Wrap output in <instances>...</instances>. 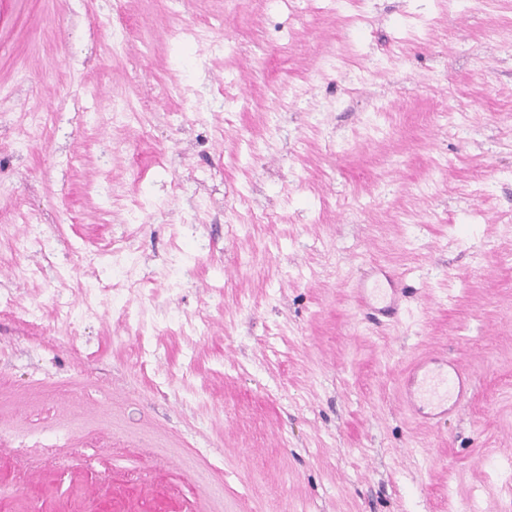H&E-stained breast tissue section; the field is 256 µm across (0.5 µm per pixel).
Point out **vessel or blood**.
<instances>
[{"label":"vessel or blood","instance_id":"1","mask_svg":"<svg viewBox=\"0 0 512 512\" xmlns=\"http://www.w3.org/2000/svg\"><path fill=\"white\" fill-rule=\"evenodd\" d=\"M351 293L359 308L375 316H391L400 308L402 279L379 268L360 278ZM472 392V377L441 353L415 358L402 371L400 399L404 407L413 417L432 426L457 412Z\"/></svg>","mask_w":512,"mask_h":512}]
</instances>
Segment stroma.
<instances>
[{
    "label": "stroma",
    "mask_w": 512,
    "mask_h": 512,
    "mask_svg": "<svg viewBox=\"0 0 512 512\" xmlns=\"http://www.w3.org/2000/svg\"><path fill=\"white\" fill-rule=\"evenodd\" d=\"M502 2L361 0L358 35L331 0H0V512H512ZM181 21L234 53L176 45ZM116 25L130 30L117 61ZM355 38L357 55L321 67ZM123 94L152 100L146 127L112 123ZM33 102L48 124L12 152ZM439 110L471 123H432ZM146 198L170 208L131 222ZM31 220L51 249L14 254ZM127 245L129 315L106 293L67 324L60 304L111 278L101 255ZM181 251L196 261L174 285ZM374 265L403 280L398 315L351 297ZM430 350L476 379L437 427L399 399L402 368ZM58 431L55 467L37 442Z\"/></svg>",
    "instance_id": "stroma-1"
}]
</instances>
